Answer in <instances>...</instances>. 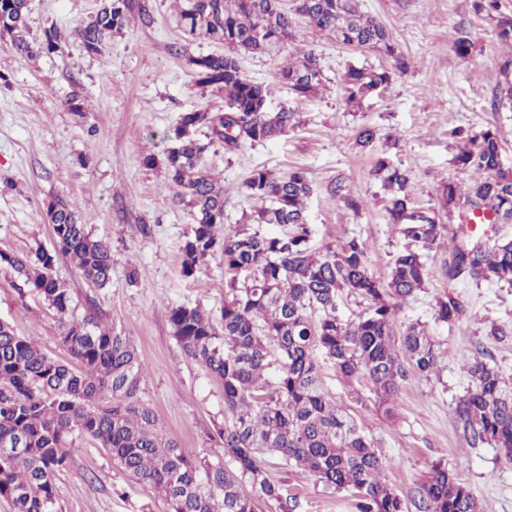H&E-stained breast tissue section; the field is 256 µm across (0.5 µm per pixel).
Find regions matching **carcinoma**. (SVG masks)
Listing matches in <instances>:
<instances>
[{
	"label": "carcinoma",
	"instance_id": "cac0c4a2",
	"mask_svg": "<svg viewBox=\"0 0 512 512\" xmlns=\"http://www.w3.org/2000/svg\"><path fill=\"white\" fill-rule=\"evenodd\" d=\"M186 39L224 45V53L188 58L197 83L224 90L235 116L188 112L168 139L165 155L170 184L195 213L196 224L183 245L182 273L191 277L206 258L224 255V308L214 322L199 306L169 311L174 337L186 357L199 362L224 389V427L217 438L224 457L189 456L164 435L142 396L144 367L127 336L95 315L74 316L70 290L55 275L56 257H70L84 278L98 288L111 280V248L95 239L62 201L48 208L56 246L34 256L0 251V266L10 269L61 316L59 341L80 363L73 369L17 335L0 322V500L12 512H56V478L77 440L109 449L113 464L128 477L154 489L167 512H258V501L295 512L280 487L264 472L263 456L275 453L281 464L316 477L327 491L355 497L356 512H405L400 496L383 479L385 462L347 406L328 393L322 367L330 364L347 380H365L378 405L391 412L403 382L430 378L437 370L435 340L412 324L398 332L397 308L421 292L427 271L421 250L440 236L436 215L417 207L409 193L410 176L385 149L371 175L386 192V213L407 245L392 259L387 281L368 268L369 246L352 238L314 253L308 247L306 218L313 194L305 172L276 175L258 170L245 183L262 202L249 217L253 224L288 225L293 232L273 236L245 229L218 236L224 225V185L205 165L210 147L266 142L297 125L291 110L270 112L269 86L250 79L240 67L245 54L277 53L303 24L336 43L374 50L388 60L379 67L349 66L341 79L347 108L386 91L409 68L392 33L365 14L359 0H177ZM496 11L497 37L512 47V15L498 11L497 0L477 3ZM29 0H0V35L11 39L22 59L57 52L65 42L56 28L38 41L29 39ZM146 15L141 0H103L97 12L73 29L89 55H101L129 18ZM280 82L301 98L322 84L320 58L299 48L281 68ZM464 141L457 165L474 178L467 192L471 212L489 213L512 224V170L501 161L497 130L453 131ZM448 277L477 285H512V239L473 249L454 245ZM367 302L355 321L337 314L343 294ZM462 300H439L437 320L466 316ZM472 386L456 398L455 413L470 447L489 445L512 460V393L500 374L478 358L464 359ZM249 484L253 493L243 490ZM421 512H479L467 484L443 460L431 464L420 495Z\"/></svg>",
	"mask_w": 512,
	"mask_h": 512
}]
</instances>
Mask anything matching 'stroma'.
I'll return each instance as SVG.
<instances>
[{
  "label": "stroma",
  "instance_id": "1",
  "mask_svg": "<svg viewBox=\"0 0 512 512\" xmlns=\"http://www.w3.org/2000/svg\"><path fill=\"white\" fill-rule=\"evenodd\" d=\"M147 18H132L100 56L86 54L70 30L92 15L100 0H30L31 37L54 27L67 33L60 52L31 60L17 56L0 37V251L34 254L52 249L55 236L47 207L60 200L77 212L94 238L109 241L112 278L107 287L86 281L66 256L55 272L72 296L76 316L98 315L134 342L145 367L144 397L168 436L187 454L217 459L223 454L210 439L224 423V391L196 361L187 358L169 321L172 307L199 306L220 320L224 306V256L214 252L193 277L181 273V248L195 216L169 184L164 164L168 133L183 113L224 112L223 91L198 85L189 56L218 52L205 39H182L174 0H142ZM476 0H362L361 8L391 31L412 61L392 86L368 98L360 109L347 108L340 76L348 66L383 64L371 50H354L316 36L301 26L277 55H246L245 72L269 84L270 110L297 112L294 129L272 142L242 149L211 147L209 170L226 189L224 229L246 224L259 207L244 183L253 171L277 174L299 168L314 193L308 202L310 246L358 238L368 243L369 269L388 280L391 259L405 245L388 224L385 198L371 176L374 151L354 148L359 127L376 131V148L397 141L395 160L411 174V193L420 207L435 212L444 231L425 251L426 288L409 299L394 317L398 330L426 324L439 355L430 379L404 381L396 398V415L377 409L368 385H361L362 405L354 414L367 426L377 452L387 462L386 483L419 512L421 484L436 460H444L472 490L481 512H512V463L498 449L469 447L454 408L470 379L462 367L467 356H482L489 368L512 385V336L488 338L490 322L512 324V287L476 285L449 279L455 243L476 238H512V224H468L470 206L458 200L447 208L442 183L461 186L471 172L454 158L455 128L494 126L503 140L502 163L512 168V102L500 100L507 82L501 73L512 51L500 43L494 23L477 10ZM474 44L470 55L454 50L459 37ZM306 47L320 58L321 91L296 97L277 80L287 52ZM83 107L82 117L68 110L69 100ZM153 165H144L146 156ZM360 203L348 208L332 196L337 182ZM453 294L466 304L468 316L453 324L436 320L437 302ZM0 321L62 361L70 356L57 341L61 326L41 295L0 267ZM269 479L283 496L296 498L297 512H355L351 493H325L315 477L283 468L277 457L264 458ZM59 512H165L163 502L143 484L114 468L106 448L80 440L69 465L57 478Z\"/></svg>",
  "mask_w": 512,
  "mask_h": 512
}]
</instances>
